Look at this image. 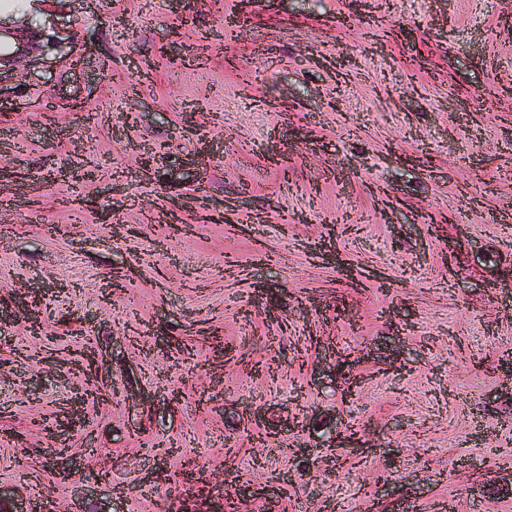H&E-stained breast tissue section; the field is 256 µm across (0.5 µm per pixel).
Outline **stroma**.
<instances>
[{"mask_svg": "<svg viewBox=\"0 0 512 512\" xmlns=\"http://www.w3.org/2000/svg\"><path fill=\"white\" fill-rule=\"evenodd\" d=\"M363 2L0 12V512H512V0ZM4 41H14L15 44L18 45L16 47V51L9 53V54H0V70L1 67H10L13 66L15 63L19 62L22 58L27 57L31 53H34L39 50L38 42L31 43L29 39H27L26 42L22 39V36L18 35L14 32H8L3 31L0 29V44L2 45V42ZM23 41V42H22ZM31 43L29 45L28 43ZM35 45V47H33ZM32 49L31 52H28V50ZM5 63H8L7 65H4Z\"/></svg>", "mask_w": 512, "mask_h": 512, "instance_id": "1", "label": "stroma"}]
</instances>
